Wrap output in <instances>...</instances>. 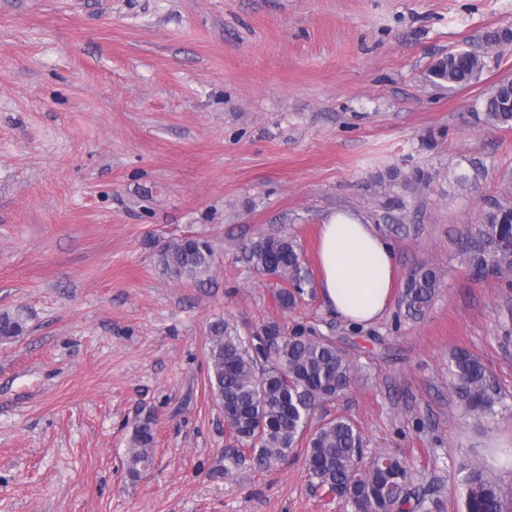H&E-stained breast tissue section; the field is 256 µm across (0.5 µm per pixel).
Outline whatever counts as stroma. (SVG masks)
Instances as JSON below:
<instances>
[{
	"mask_svg": "<svg viewBox=\"0 0 512 512\" xmlns=\"http://www.w3.org/2000/svg\"><path fill=\"white\" fill-rule=\"evenodd\" d=\"M512 0H0V512H353L302 448L257 464L207 380L209 325L275 322L333 338L355 366L317 417L351 418L366 457L403 461L407 512H465L467 466L512 486V286L463 251L486 199L512 200V127L483 118L512 79ZM483 55L435 84L448 54ZM336 210L393 245L397 282L439 287L425 314L356 327L316 279ZM294 240L312 280L296 305L255 272L258 237ZM192 236L209 280L163 274ZM496 385L477 419L450 387L454 353ZM153 463L130 476L136 425ZM484 64L477 55L463 51L448 55L443 60L438 61L431 69L430 75L433 82L439 85L447 83L448 87L465 84L483 69ZM28 316L23 308L0 311V343L15 341L27 331Z\"/></svg>",
	"mask_w": 512,
	"mask_h": 512,
	"instance_id": "stroma-1",
	"label": "stroma"
}]
</instances>
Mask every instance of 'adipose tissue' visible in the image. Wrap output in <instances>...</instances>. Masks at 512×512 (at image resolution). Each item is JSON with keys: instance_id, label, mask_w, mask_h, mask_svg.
<instances>
[{"instance_id": "1", "label": "adipose tissue", "mask_w": 512, "mask_h": 512, "mask_svg": "<svg viewBox=\"0 0 512 512\" xmlns=\"http://www.w3.org/2000/svg\"><path fill=\"white\" fill-rule=\"evenodd\" d=\"M320 289L326 305L347 322L369 325L389 305L397 269L393 245L354 212L328 214L321 226Z\"/></svg>"}]
</instances>
